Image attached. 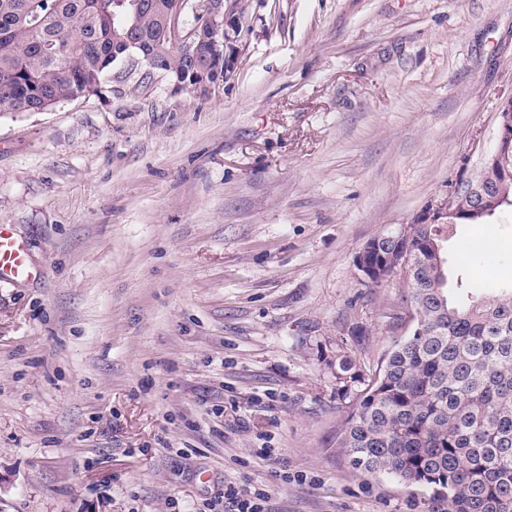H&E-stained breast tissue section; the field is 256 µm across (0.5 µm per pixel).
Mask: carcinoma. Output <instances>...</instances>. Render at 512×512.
<instances>
[{
  "mask_svg": "<svg viewBox=\"0 0 512 512\" xmlns=\"http://www.w3.org/2000/svg\"><path fill=\"white\" fill-rule=\"evenodd\" d=\"M175 0H0V114L43 112L98 95L126 40L146 65L224 78L209 27L186 49L171 38ZM494 198L512 206V154L490 174ZM431 226L430 250L414 249L402 304L421 322L393 341L368 378L340 362L338 395L350 402L338 436L352 467L420 491L423 512H512V287L452 297L441 236L459 225L490 224L503 204Z\"/></svg>",
  "mask_w": 512,
  "mask_h": 512,
  "instance_id": "obj_1",
  "label": "carcinoma"
}]
</instances>
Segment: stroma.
<instances>
[{
    "instance_id": "obj_1",
    "label": "stroma",
    "mask_w": 512,
    "mask_h": 512,
    "mask_svg": "<svg viewBox=\"0 0 512 512\" xmlns=\"http://www.w3.org/2000/svg\"><path fill=\"white\" fill-rule=\"evenodd\" d=\"M512 96V0H252L204 96L143 64L0 115V512H421L336 446L342 356L402 335L356 258L475 176ZM463 281H512V207L459 228ZM28 257L23 243L15 239L9 228L0 225V280L29 276ZM269 495L265 490L255 491L250 495L242 496L233 486L224 489L223 500L210 503L211 512H270L267 507ZM224 509V510H223Z\"/></svg>"
}]
</instances>
